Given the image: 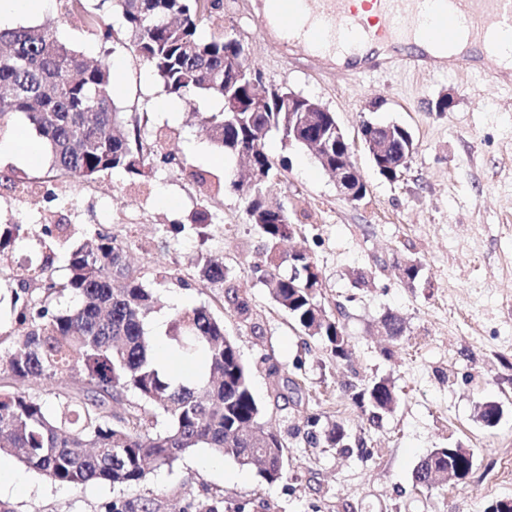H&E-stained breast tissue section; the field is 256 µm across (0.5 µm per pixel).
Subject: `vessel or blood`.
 <instances>
[{
  "instance_id": "1",
  "label": "vessel or blood",
  "mask_w": 512,
  "mask_h": 512,
  "mask_svg": "<svg viewBox=\"0 0 512 512\" xmlns=\"http://www.w3.org/2000/svg\"><path fill=\"white\" fill-rule=\"evenodd\" d=\"M267 39L300 50L329 69L466 72L512 85V72L485 58L506 29L512 0H273L260 10Z\"/></svg>"
}]
</instances>
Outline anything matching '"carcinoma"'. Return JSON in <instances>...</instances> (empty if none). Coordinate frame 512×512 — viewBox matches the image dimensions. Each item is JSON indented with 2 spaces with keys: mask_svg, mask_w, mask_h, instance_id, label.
<instances>
[{
  "mask_svg": "<svg viewBox=\"0 0 512 512\" xmlns=\"http://www.w3.org/2000/svg\"><path fill=\"white\" fill-rule=\"evenodd\" d=\"M68 13L82 11L85 24L103 41L114 40L104 16L85 10L82 0H68ZM124 20L139 57L166 93L180 99L222 101L219 112L201 113L203 130L222 153L244 155L248 170L233 180L245 199V214L265 241L261 281L272 299L295 324L324 340L336 360L350 357L340 321L318 307L321 288L312 258L293 255L292 271L279 272V246L288 237L291 218L268 203L279 177L277 164L265 150L269 132L288 140V124L307 131H326L333 118L312 121L288 116L277 99L268 97L261 112H230L228 105L251 98L247 79H235L224 63L245 45L222 31L200 35L210 19L213 0H110ZM114 77L103 56L89 63L60 40L52 22L0 31V121L23 114L47 147L51 162L47 179L71 177L84 182L108 171L145 175L152 143L140 123L126 120L113 99ZM29 236L26 224L0 229V251ZM131 243L95 231L89 245L69 252L68 274L60 280L49 266L25 269L39 278L44 296L15 294L12 310L21 331L0 352V372L12 380L0 388V455L16 458L50 480L71 486L104 482L130 487L145 480L149 467L170 466L196 448L254 466L269 485L282 479L280 459L286 446L272 431H262L261 408L251 389L250 373L234 341L224 340V322L206 306L176 312L166 332L170 352L183 361L204 364L196 377L164 371L145 330L146 318L159 306L154 293L127 262ZM199 278L208 288L224 290L225 301L254 333L247 298L228 277L224 263L207 259ZM71 295L73 306L56 300ZM396 340L404 325L395 314L382 320ZM81 373L86 388L57 394V409L21 389L34 379L64 381ZM137 403L122 414L108 415L107 406L127 395ZM357 404L379 421L396 404L394 387L374 379L355 393ZM158 416L168 425L152 432L147 422ZM453 465L467 476L472 458L453 448H438L422 459L413 478L428 482L431 471Z\"/></svg>",
  "mask_w": 512,
  "mask_h": 512,
  "instance_id": "cac0c4a2",
  "label": "carcinoma"
}]
</instances>
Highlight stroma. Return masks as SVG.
I'll return each instance as SVG.
<instances>
[{"label":"stroma","instance_id":"stroma-1","mask_svg":"<svg viewBox=\"0 0 512 512\" xmlns=\"http://www.w3.org/2000/svg\"><path fill=\"white\" fill-rule=\"evenodd\" d=\"M259 0H218L206 31L240 39L253 72L265 85L285 86L320 100L334 112L349 140L367 191L351 203L303 147L270 133L265 149L281 164L274 192L292 215L295 230L283 255L302 250L314 260L320 300L337 315L350 357L339 362L319 338L306 336L270 298L260 280L264 241L248 224L241 192L224 186L238 159L211 151L200 156L203 135L192 103L178 101L177 116L158 109L166 94L140 60L124 23L107 20L119 40L106 44L66 0H49L23 26L57 21L58 36L88 58L107 56L116 77L113 97L127 118L143 119L142 133L167 135L155 146L145 181L106 172L94 182L46 180L47 150L29 162L0 154V224H64L68 241L46 251L36 235L0 253V265L25 257H51L55 277L66 274L68 250L99 229L138 242L129 260L143 284L161 299L159 316L209 305L224 322L249 369L265 429L286 445L283 478L266 484L256 470L197 448L172 466L151 470L130 488L92 482L60 485L17 460L16 484L0 487L12 512H107L117 503H154L169 512L183 505L223 501L224 512H488L512 499V89L466 73L413 75L397 68L336 74L310 58L267 42L254 17ZM447 95L449 111L435 102ZM398 123L414 139L408 168L394 181L381 177L365 151L363 123ZM175 163L164 164L166 154ZM203 173L222 192L211 208L206 237L173 233L191 224L202 198L192 175ZM223 259L233 282L246 292L262 334H253L225 307L215 288L199 282L196 267ZM415 259V282L400 278L399 263ZM175 272L162 280L160 267ZM404 320V334L388 343L385 315ZM282 368L292 383L278 399L267 375ZM388 379L395 409L373 424L354 399L363 384ZM501 407L498 424L484 426L477 406ZM342 424L348 448L316 442L332 423ZM470 449L473 466L455 485L415 486L420 458L437 448Z\"/></svg>","mask_w":512,"mask_h":512}]
</instances>
